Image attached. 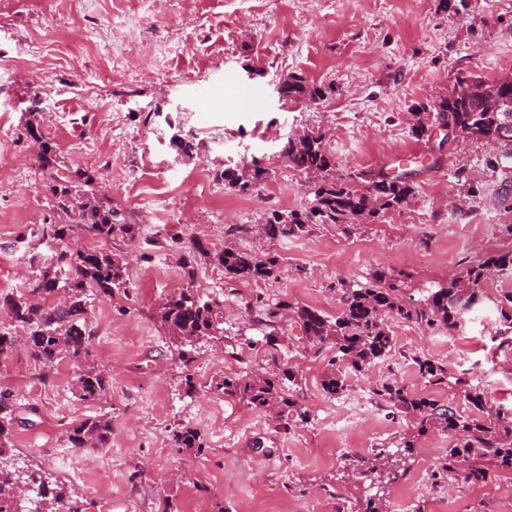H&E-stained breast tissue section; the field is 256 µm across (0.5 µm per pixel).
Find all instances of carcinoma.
Returning a JSON list of instances; mask_svg holds the SVG:
<instances>
[{
    "label": "carcinoma",
    "instance_id": "obj_1",
    "mask_svg": "<svg viewBox=\"0 0 512 512\" xmlns=\"http://www.w3.org/2000/svg\"><path fill=\"white\" fill-rule=\"evenodd\" d=\"M458 84L474 91L442 97L432 105L435 119L448 120L461 135L487 142L512 144V82L488 83L480 79H458ZM284 99L313 102L326 89L296 74L282 84ZM30 137L41 141L39 166L46 175V190L52 215L29 230L30 242L48 241L49 254L29 257V274L23 290L0 301L12 326L21 332L0 329V361L24 344L32 357L47 372L63 360L76 365L73 388L82 401L99 399L109 388L110 379L99 369L92 350V335L87 327L89 297L102 295L129 297L131 288L126 253L119 246L136 237L137 225L127 223L122 210L100 193L95 172L64 164L54 147L42 140L39 127L27 125ZM326 135L304 129L286 137L279 157L309 183V206L288 212L273 211L258 235L265 239L295 237L310 232L314 224L375 223L394 210L403 208L414 196L415 186L407 174L391 175L379 169L346 176L336 174V163L325 146ZM270 169L264 159L254 157L240 168H222L215 173L224 187L242 194L258 191ZM247 224H232L227 232L232 239L214 255L224 269V277L235 282H257L272 277L279 269V257L261 247L242 249L234 239L249 233ZM495 279H512V250L490 255L469 268L462 278L448 277L446 284L417 304L403 300L405 281L392 274L377 272L372 281L357 288H345L341 308L334 316L301 306L288 299L262 304L256 322L269 329L268 343L273 349L261 374L246 373L226 377L216 384L224 396L247 407L272 414L296 401L285 382L296 375L280 366L275 333L291 321L299 324L307 350L318 355L326 345L336 354L322 379L325 393L336 395L347 388L348 378L392 355L395 338L388 319L409 322L421 329L453 331L465 316L486 299L484 286ZM512 292L499 295L497 309L501 324L493 337L496 351L512 361ZM155 318L175 346L184 365L194 361L193 347L201 339L224 334V301L214 296L204 299L191 286L166 296L158 305ZM419 375L431 386H448L463 393L471 412L462 415L451 406L417 394L396 383H384L374 390L398 413L416 419L414 433L402 437L404 447L428 431H446L452 439L441 469L463 485L485 483L493 472L512 473V408L490 403L484 389L462 376H452L443 365L428 358H414ZM16 398L0 388V512H19L20 486L35 490L44 512H73L65 487L48 485L35 470L19 471L10 464V452L17 426ZM112 434V420L99 415L74 425L68 431L73 448L102 447ZM180 448L201 450L198 431L182 428L173 433Z\"/></svg>",
    "mask_w": 512,
    "mask_h": 512
}]
</instances>
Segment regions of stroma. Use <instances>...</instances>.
I'll use <instances>...</instances> for the list:
<instances>
[{"label": "stroma", "instance_id": "obj_1", "mask_svg": "<svg viewBox=\"0 0 512 512\" xmlns=\"http://www.w3.org/2000/svg\"><path fill=\"white\" fill-rule=\"evenodd\" d=\"M228 73L264 99L263 111L224 89ZM293 73L327 86L325 99L281 104L274 84ZM461 75L512 78V0H0V298L22 289L19 238L50 213L25 131L31 114L45 116L60 158L95 171L140 227L122 246L132 259L128 297L93 296L87 305L96 361L111 379L105 394L78 400L72 370L40 379L24 347L0 363V386L14 392L26 420L13 438L17 465L66 487L73 512H89L92 502L100 512H352L356 499L375 494L368 462L383 450L399 456L388 512H512V473L478 488L449 478L441 470L444 432L398 449L413 419L374 393L395 382L469 413L460 392L420 378L414 360L425 357L471 372L492 402L511 406L512 370L490 341L499 325L496 288L454 332L393 324V355L350 376L337 395L321 387L332 350L305 354L291 322L277 344L281 367L297 376L296 407L270 417L216 388L266 364L259 304L287 298L332 316L343 288L380 270L403 275L405 299L415 303L449 273L512 250V158L504 147L447 142L432 127L418 136L408 121ZM303 127L325 132L337 173L405 169L415 196L374 224L348 232L320 224L268 242L280 257L274 277L228 281L211 259L227 227H255L308 201L301 175L279 156L285 134ZM176 133L194 141L196 157L181 153ZM495 155L501 166H487ZM254 157L267 160L280 196L241 195L215 181L217 169ZM195 238L208 254L197 257L190 282L178 259ZM189 285L222 296L224 336L200 342L186 367L155 311ZM301 407L308 420H300ZM100 414L112 419L108 445L70 447L68 430ZM180 427L200 432L202 451L175 446ZM330 445L337 457H324Z\"/></svg>", "mask_w": 512, "mask_h": 512}]
</instances>
